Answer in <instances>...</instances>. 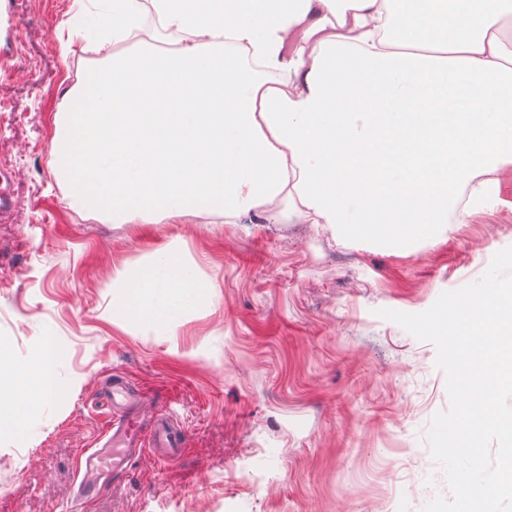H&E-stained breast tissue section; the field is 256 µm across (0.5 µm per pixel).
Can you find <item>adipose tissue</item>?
<instances>
[{
    "mask_svg": "<svg viewBox=\"0 0 512 512\" xmlns=\"http://www.w3.org/2000/svg\"><path fill=\"white\" fill-rule=\"evenodd\" d=\"M104 66L55 116L71 208L120 224L281 212L400 248L467 223L512 163V0H109ZM173 38L174 51L151 49ZM135 44L132 52L124 44ZM174 245L116 270L153 333L207 306ZM0 342V431L54 387Z\"/></svg>",
    "mask_w": 512,
    "mask_h": 512,
    "instance_id": "obj_1",
    "label": "adipose tissue"
}]
</instances>
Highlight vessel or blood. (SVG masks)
Instances as JSON below:
<instances>
[{
	"label": "vessel or blood",
	"instance_id": "vessel-or-blood-1",
	"mask_svg": "<svg viewBox=\"0 0 512 512\" xmlns=\"http://www.w3.org/2000/svg\"><path fill=\"white\" fill-rule=\"evenodd\" d=\"M111 410L105 417L95 445L83 449L78 457L77 500H88L106 481L122 475L129 463L152 448H179L185 440L183 429L175 426L165 410L144 411L141 400L146 389L132 390L121 376L110 382Z\"/></svg>",
	"mask_w": 512,
	"mask_h": 512
}]
</instances>
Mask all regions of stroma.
<instances>
[{
    "instance_id": "obj_1",
    "label": "stroma",
    "mask_w": 512,
    "mask_h": 512,
    "mask_svg": "<svg viewBox=\"0 0 512 512\" xmlns=\"http://www.w3.org/2000/svg\"><path fill=\"white\" fill-rule=\"evenodd\" d=\"M103 9L0 0V340L19 360L58 355L51 406L28 434L0 432V512H78V455L114 373L163 397L188 441L172 461L141 456L87 512H423L449 497L427 444L449 405L437 350L376 312H423L512 247V164L467 223L408 250L247 214L113 224L74 211L51 168L53 119L104 63L90 35ZM171 242L210 280L209 306L164 334L113 318L115 270Z\"/></svg>"
}]
</instances>
